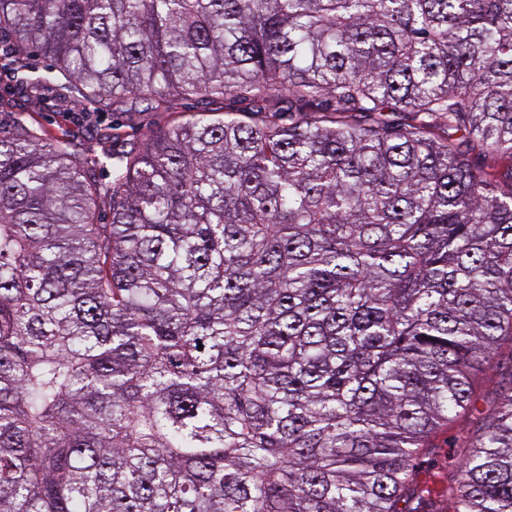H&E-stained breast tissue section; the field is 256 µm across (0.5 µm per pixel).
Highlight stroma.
<instances>
[{
    "instance_id": "35a3bbf8",
    "label": "stroma",
    "mask_w": 512,
    "mask_h": 512,
    "mask_svg": "<svg viewBox=\"0 0 512 512\" xmlns=\"http://www.w3.org/2000/svg\"><path fill=\"white\" fill-rule=\"evenodd\" d=\"M50 62L32 54L23 73L0 69V130L10 131L17 122L45 130L50 136L72 140L78 150L95 153L100 142L120 127L123 143L140 139L149 130L167 126L196 112L195 98L179 100L175 111L138 113L136 119L123 114L101 115L86 112L77 99L69 97L64 78H56L40 106H33L22 77L48 75ZM477 428L473 415L460 416L440 428L431 437V445L422 449L415 465V512H454L457 470L466 453L464 442Z\"/></svg>"
}]
</instances>
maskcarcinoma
I'll return each mask as SVG.
<instances>
[{"mask_svg":"<svg viewBox=\"0 0 512 512\" xmlns=\"http://www.w3.org/2000/svg\"><path fill=\"white\" fill-rule=\"evenodd\" d=\"M2 34L94 112L202 109L100 157L0 133V512H412L512 341V0H0ZM468 448L454 512H512V383Z\"/></svg>","mask_w":512,"mask_h":512,"instance_id":"carcinoma-1","label":"carcinoma"}]
</instances>
